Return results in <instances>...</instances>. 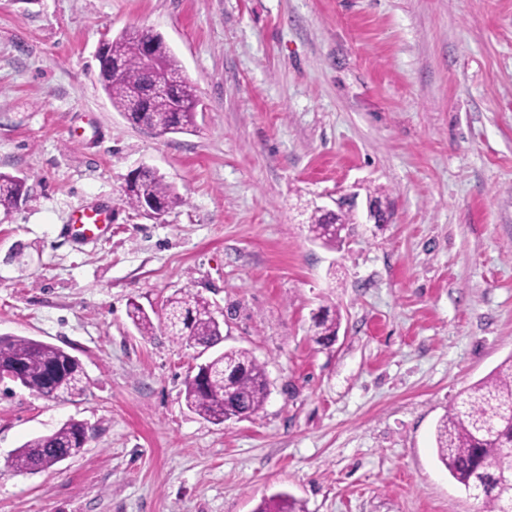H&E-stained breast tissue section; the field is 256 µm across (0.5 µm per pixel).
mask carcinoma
<instances>
[{
    "mask_svg": "<svg viewBox=\"0 0 512 512\" xmlns=\"http://www.w3.org/2000/svg\"><path fill=\"white\" fill-rule=\"evenodd\" d=\"M153 52L163 72L176 84L178 111L164 95H153L142 110L132 107V95L148 81L136 47L143 40ZM99 80L112 107L128 122L183 133L195 125L197 94L179 60L162 35L139 28H126L110 39L98 57ZM121 63L118 73L112 62ZM26 193V179L0 172V212L10 213ZM127 204L141 208L149 199L158 200L164 211L183 203L176 187L158 170L144 167L127 180ZM351 211L340 209L324 215L316 210L307 217L312 240L334 248L342 243L337 227L351 223ZM166 321L155 322L139 304H129L128 318L142 336H152L164 328L180 346L214 347L223 341L220 321L210 303L200 294L181 289L165 304ZM339 317L323 312L313 319V339L322 346L336 341ZM25 364L17 383L39 396L46 391L72 395L83 390L85 374L80 360L59 346L20 336H0V361ZM205 383L194 377L185 382V402L189 410L216 423L221 416L249 418L259 415L270 394L265 366L247 349H227L206 363ZM87 426L70 419L49 435L26 441L15 452L11 467L19 473H33L54 467L57 456L79 453L87 443ZM512 448V356L487 377L474 383L456 398L436 426L435 450L449 475L467 496L481 503L483 512H512V466L503 449ZM258 512H303L297 500L278 493L263 501Z\"/></svg>",
    "mask_w": 512,
    "mask_h": 512,
    "instance_id": "carcinoma-1",
    "label": "carcinoma"
}]
</instances>
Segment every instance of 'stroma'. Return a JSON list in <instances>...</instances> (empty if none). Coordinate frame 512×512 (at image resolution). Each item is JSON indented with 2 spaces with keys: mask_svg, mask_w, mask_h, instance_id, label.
Instances as JSON below:
<instances>
[{
  "mask_svg": "<svg viewBox=\"0 0 512 512\" xmlns=\"http://www.w3.org/2000/svg\"><path fill=\"white\" fill-rule=\"evenodd\" d=\"M161 34L193 82L196 126L157 135L116 112L103 39ZM184 199L131 208L127 174ZM0 171L27 194L0 223V335L64 348L82 392L0 382V512H482L434 432L512 355V0H0ZM383 190L387 224L366 219ZM353 202L339 248L305 212ZM110 212L79 239L74 212ZM200 293L223 348L266 365L258 416L185 405L197 351L141 336ZM341 317L318 345L312 316ZM75 419L82 451L15 472L26 441ZM258 512H305L301 510L297 500L287 493H278L264 500L257 509Z\"/></svg>",
  "mask_w": 512,
  "mask_h": 512,
  "instance_id": "stroma-1",
  "label": "stroma"
}]
</instances>
